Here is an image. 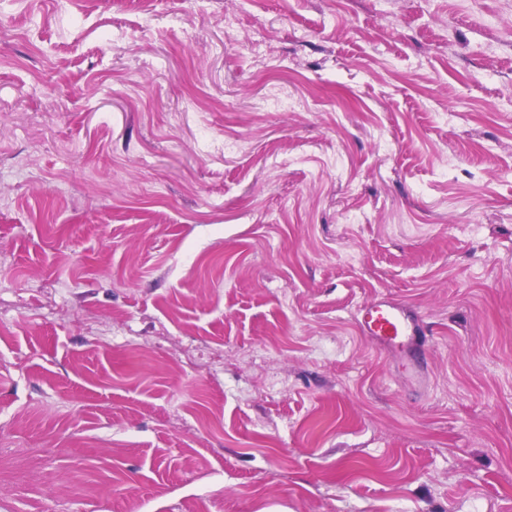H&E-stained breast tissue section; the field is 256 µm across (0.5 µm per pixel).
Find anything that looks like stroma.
Masks as SVG:
<instances>
[{
    "label": "stroma",
    "mask_w": 512,
    "mask_h": 512,
    "mask_svg": "<svg viewBox=\"0 0 512 512\" xmlns=\"http://www.w3.org/2000/svg\"><path fill=\"white\" fill-rule=\"evenodd\" d=\"M151 9L0 0V512H512V0ZM357 321L364 336L400 356L410 366L416 384L426 387L428 361L423 346L427 329L406 304L376 297L358 309Z\"/></svg>",
    "instance_id": "1"
}]
</instances>
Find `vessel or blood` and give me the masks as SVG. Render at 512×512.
Returning <instances> with one entry per match:
<instances>
[{
  "instance_id": "obj_1",
  "label": "vessel or blood",
  "mask_w": 512,
  "mask_h": 512,
  "mask_svg": "<svg viewBox=\"0 0 512 512\" xmlns=\"http://www.w3.org/2000/svg\"><path fill=\"white\" fill-rule=\"evenodd\" d=\"M357 321L364 336L400 356L409 365L416 384L426 387L427 329L406 304L390 297L374 298L359 308Z\"/></svg>"
}]
</instances>
